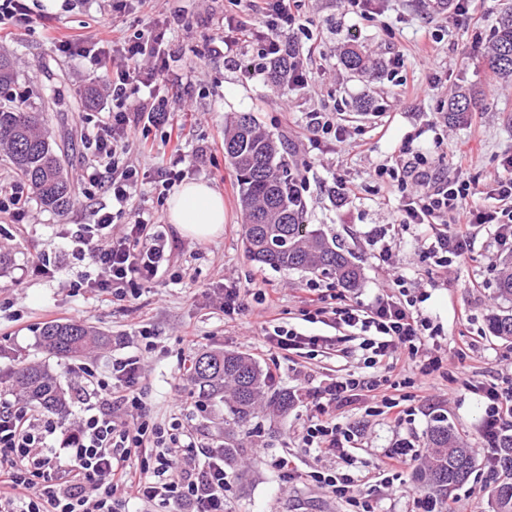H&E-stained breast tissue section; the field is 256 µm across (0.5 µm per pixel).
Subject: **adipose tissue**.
<instances>
[{
    "label": "adipose tissue",
    "mask_w": 512,
    "mask_h": 512,
    "mask_svg": "<svg viewBox=\"0 0 512 512\" xmlns=\"http://www.w3.org/2000/svg\"><path fill=\"white\" fill-rule=\"evenodd\" d=\"M167 218L184 236L209 240L224 229V198L205 182H185L171 195Z\"/></svg>",
    "instance_id": "1"
}]
</instances>
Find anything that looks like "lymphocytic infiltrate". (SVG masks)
Wrapping results in <instances>:
<instances>
[{
	"mask_svg": "<svg viewBox=\"0 0 512 512\" xmlns=\"http://www.w3.org/2000/svg\"><path fill=\"white\" fill-rule=\"evenodd\" d=\"M249 9L254 18L265 21V30L236 21L233 31L221 28L212 35L213 53L235 64L240 62L241 39L254 40L259 50L244 63L249 73H263L284 59L289 82L302 80V61L296 54H285L281 40L283 29L302 26L290 0H249ZM163 39L160 33L147 42L113 36L112 52L124 67L112 72L104 70L101 57L91 49L69 40L61 44L64 51L88 61L112 99L111 115L94 124L86 136L92 157L81 179L105 190L121 206L135 192L141 174L139 168L123 162L139 126L164 129L170 140L179 137L178 124L164 101L132 96L133 84H151L166 69ZM373 177L397 182L404 198L402 223L440 225V232L426 247L438 266H449L468 252L477 224L497 225L499 244L512 248V158L502 171L489 176L487 197L494 207L483 212L468 205L470 181L432 169L424 153L408 141L396 164L376 168ZM115 219V213L95 211L93 221L79 225L73 235L70 254L74 260L89 258L104 268L107 276L94 280V288L124 301L134 298L137 278L157 275L168 263L172 245L163 232L154 229L149 213H138L126 230L116 234L111 231ZM303 303L310 316L327 315L336 326L359 330L364 336L360 345L364 364L372 370L368 376L348 374L320 386L315 413L302 436L306 448L338 460L337 467L309 472V480L331 497L347 502L359 477L352 471L349 453L355 435L341 424L342 415L371 399L376 415L402 424L409 411L390 373L402 362L414 365L424 376L440 372L443 360L430 348L438 331L423 316L420 300L410 294L404 276L393 269L369 303H350L342 292L329 295L316 284L306 288ZM139 371L140 361L135 357L113 363L111 380L96 382L105 405L84 404L79 426L57 447L47 442L48 435L56 431L53 421L19 405L0 407V512H123L127 499L157 507L158 512H227L225 493L230 482L223 454L211 451L198 465L182 466L178 449L194 448L195 443L181 424L165 426L148 418L144 393L138 386ZM475 390L485 403L481 437L491 445L512 419V384L503 387L487 382ZM116 406L134 413L135 422L115 416L112 409ZM134 449L144 452L141 467L135 471L125 464Z\"/></svg>",
	"mask_w": 512,
	"mask_h": 512,
	"instance_id": "f902f5d3",
	"label": "lymphocytic infiltrate"
}]
</instances>
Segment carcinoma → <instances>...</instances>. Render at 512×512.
Masks as SVG:
<instances>
[{
  "mask_svg": "<svg viewBox=\"0 0 512 512\" xmlns=\"http://www.w3.org/2000/svg\"><path fill=\"white\" fill-rule=\"evenodd\" d=\"M343 66L369 72L367 60L354 46L342 52ZM485 62L498 77L512 80V5L505 4ZM18 73L8 54L0 53V94L11 89ZM46 97L35 106L24 101L0 103V152L9 158L14 173L25 181L39 202L56 212L72 203L74 186L64 173L51 144L43 112ZM479 103L478 92L467 87L448 100V123L463 121ZM224 153L239 176L240 202L245 212L244 239L249 257L279 270H308L330 275L343 288L358 287L361 269L350 254L319 229L302 224V212L288 195L286 160L272 136L261 131L253 115L239 114L224 130ZM498 297L512 302V257L498 270ZM492 336L512 342V308L498 310L489 319ZM44 350L57 358L77 357L102 346L108 337L74 321L49 322L40 329ZM9 386L26 405L37 406L62 419L68 412V393L43 365L14 370ZM190 383L199 397L224 404V463L232 464L244 451L250 423L269 409L285 415L294 395L274 388L270 373L247 354L228 350L205 351L192 360ZM501 477L493 489V512H512V434H502L495 448ZM474 471L472 449L439 415L427 432V452L415 479L447 512L452 491Z\"/></svg>",
  "mask_w": 512,
  "mask_h": 512,
  "instance_id": "1",
  "label": "carcinoma"
}]
</instances>
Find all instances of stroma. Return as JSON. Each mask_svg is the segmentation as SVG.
<instances>
[{
  "mask_svg": "<svg viewBox=\"0 0 512 512\" xmlns=\"http://www.w3.org/2000/svg\"><path fill=\"white\" fill-rule=\"evenodd\" d=\"M68 6L46 16L45 25H33L0 36V49L9 52L19 78L14 99L37 101L44 89L56 91L48 111L51 139L61 151L63 165L75 182V200L65 214H57L28 200L29 221L14 223L0 213V404L15 400L6 379L16 368L39 362L60 374L68 392L89 388L90 377L111 378L115 360L130 356L141 363L142 388L156 422L177 420L189 430L200 449L224 445V408L198 407L197 393L189 381L188 367L197 352L210 349L237 350L252 355L275 376L280 389L298 392L315 387L327 378L364 373L359 331L335 325L331 318L311 323L303 316L302 298L311 280L332 284L329 276L314 277L304 271H277L252 261L245 250L244 215L239 202L238 177L224 154V127L231 117L249 112L266 133L280 140L288 163H308L310 189L303 220L323 230L348 250L362 269L359 287L348 290L355 302H369L386 275L379 248L371 237L375 229L389 226L385 238L400 274L421 284L426 299L420 309L433 326L440 355L462 386L453 396H441L443 378H425L427 397L411 388L410 417L399 426L387 425L372 410L363 408L342 417L359 438L351 454L365 476L355 492L368 496L376 512H414L415 497L422 492L413 473L422 462L426 433L435 415L447 417L466 440L475 457L469 481L454 491L450 501L455 512H492L490 497L495 485L488 468L485 443L479 435L484 405L479 395L464 388V381H493L512 372V343L492 336L487 317L502 305L496 296L495 270L501 256L495 242L496 227L482 224L473 230L468 254L451 268L423 259L425 239L439 232L436 224L398 225L397 187H384L371 172L392 165L405 138H412L432 168L448 175L462 173L474 180L476 204H483L485 176L495 173L512 156V82L485 69L482 58L496 28L499 0H471L469 14L458 19L437 0H379L373 15L349 10L345 0H299L297 10L307 33L283 34L282 40L303 62L306 81L282 91L268 75H253L225 63L210 51V36L224 19L241 15L232 0H67ZM180 10L182 26H170L173 10ZM151 16L167 27L166 45L170 67L141 88L140 97H167L168 107L183 124L186 180L205 181L224 196V231L207 241L181 234L166 217V201L156 184L138 187L117 218V225L146 210L161 224L174 249L169 263L155 280L143 283L138 299L117 301L92 288L75 289L77 281L97 278L98 267L73 260L67 239L79 225L90 222L93 208L111 204V197L77 180L87 157L83 148L86 117L112 109L106 96L93 108L83 105L85 93L97 85L86 73L82 59L62 52L58 39L88 43L109 40L113 29L133 33L137 20ZM439 38L445 53L428 60L421 53L429 39ZM356 45L375 66L367 79L346 70L340 54ZM401 68H393V58ZM416 83L415 96L404 97L402 81ZM475 87L485 105L468 121L449 124L448 98L458 87ZM326 109L339 113L347 129L344 142L325 141L314 148L305 128L308 112ZM385 125L386 134L376 132ZM473 149L471 166L456 170L455 155L461 143ZM207 148L205 162H197L198 148ZM345 179L356 194L340 195L336 181ZM49 262L55 277L43 275L38 266ZM252 289L242 314H224L225 285ZM276 290L279 303L267 310L257 290ZM468 321H460V309ZM78 321L109 336L106 346L81 357L60 360L43 352L38 330L47 322ZM281 325L310 336L323 337L315 351H282L264 345V329ZM193 330L198 342L181 340ZM475 339L468 347L467 339ZM311 405L300 396L283 417L259 416L252 422L247 453L227 475L231 487L226 499L231 512H349L346 502L336 500L304 479L288 483L270 467L271 458L290 456L301 472L329 469L338 461L315 456L305 449L302 435ZM406 442L413 457L392 483L378 477L385 453L396 442Z\"/></svg>",
  "mask_w": 512,
  "mask_h": 512,
  "instance_id": "35a3bbf8",
  "label": "stroma"
}]
</instances>
